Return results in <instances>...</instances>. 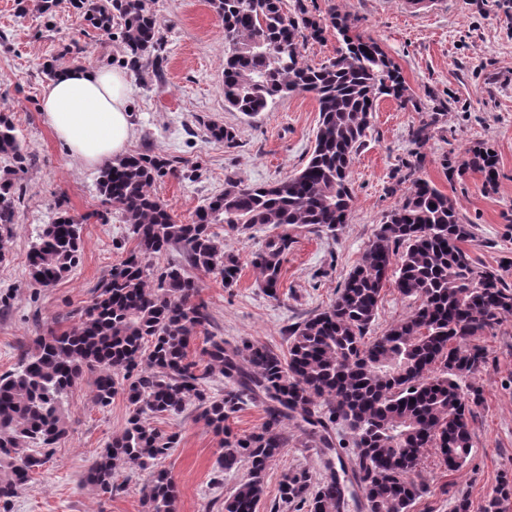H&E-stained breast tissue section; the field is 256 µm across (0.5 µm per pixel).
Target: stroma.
Masks as SVG:
<instances>
[{
    "label": "stroma",
    "mask_w": 512,
    "mask_h": 512,
    "mask_svg": "<svg viewBox=\"0 0 512 512\" xmlns=\"http://www.w3.org/2000/svg\"><path fill=\"white\" fill-rule=\"evenodd\" d=\"M282 2L289 14L301 5L324 20L334 8L347 14L398 67L415 103L377 101L351 166L348 223L332 235L289 228L292 244L278 298L263 293L250 263L272 228H221L240 258V274L230 288L219 277L201 278L199 297L213 318L212 333L234 345L250 341L287 351L290 329L335 300L385 216L401 203L410 173L457 200L463 223L475 227L474 240L465 245L469 255L512 284V0H441L426 19L404 16L403 0ZM153 9L165 40L163 76L147 84L138 73L129 75L135 135L128 151L177 157L176 170L158 178L153 191L178 222L189 224L227 183L271 184L297 172L314 145L318 104L303 93L277 98L253 118L228 109L221 18L207 0H154ZM125 59L112 35L93 28L71 0H56L44 14L23 9L21 0H0V114L14 125L30 160L20 169L0 156V177L24 191L13 236L0 245V374L15 368L36 336L71 326V313L89 304L95 285L122 259L119 243L127 236L99 193L98 168L69 158L46 125L40 112L48 82L43 68L119 67ZM426 120L428 139L412 143L410 133ZM214 124L234 128L233 146L209 138ZM477 145L496 155L494 187H486L484 174L473 169L448 175L447 161L468 160L469 148ZM63 214L88 218L79 261L55 287L44 288L31 280L27 254L41 228ZM480 343L487 358L473 379L482 400L469 417L470 460L451 471L436 451H428L416 478L423 493L412 512H449L461 492L469 494L472 512H481L501 476L512 478V316L487 330ZM65 410L67 435L36 471L33 487L15 499L13 512H147L151 469L118 466L108 493L85 480L88 464L126 425L125 395L101 407L86 378L69 392ZM146 421L178 436L158 462L179 487L176 512H221L247 466L220 472L222 439L194 405L174 416L150 414ZM282 431L285 448L266 470L256 512H293L279 502V484L288 472L306 470L315 483L329 473L325 450L304 423L285 422ZM218 475L223 484H214Z\"/></svg>",
    "instance_id": "stroma-1"
}]
</instances>
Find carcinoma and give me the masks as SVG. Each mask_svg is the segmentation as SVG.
<instances>
[{"label": "carcinoma", "mask_w": 512, "mask_h": 512, "mask_svg": "<svg viewBox=\"0 0 512 512\" xmlns=\"http://www.w3.org/2000/svg\"><path fill=\"white\" fill-rule=\"evenodd\" d=\"M152 3L76 0L95 27L119 30L133 70L159 78L163 42ZM210 4L224 21L227 42L224 104L253 117L277 96L314 95L320 121L313 150L298 172L273 184L227 183L190 224L177 222L153 192L175 160L132 154L103 166L100 194L120 214L135 246L96 285L69 329L36 337L20 353L18 367L0 375V512H11L14 499L32 487L33 474L67 433L65 397L86 375L93 376L98 405L110 406L121 390L130 407L126 427L86 473L87 482L103 492L112 490L117 463L146 467L175 447L176 435L156 431L145 416L177 415L189 403L208 427L224 435L221 468L249 466L248 479L224 499V512H256L265 471L283 452L281 429L290 420L310 426L329 451L335 449L333 426L345 424L355 451L350 466H340L351 472L361 492L362 512H411L420 496L412 474L428 449H437L450 471L460 469L471 453L467 412L482 394L470 379L486 362L476 340L512 315V285L498 271L478 266L462 248L474 238L473 225L461 221L457 201L421 178L410 181L402 203L386 216L334 303L291 329L288 354L248 341L233 345L208 332L212 316L197 300V275H218L230 288L240 271L238 256L214 226L280 230L250 260L264 293L277 298L282 259L291 244L288 227L333 234L347 223L350 168L375 102L381 97L413 102L399 69L375 41L356 32L346 14H331L341 38L336 56L311 67L301 62V46L321 38L323 24L305 10L287 15L281 0ZM209 133L226 145L236 140L232 128L212 125ZM470 153L448 171L461 175L477 169L493 187L495 155L481 146ZM0 155L25 160L5 117L0 118ZM21 196L12 179L0 180V243L13 235ZM81 224L61 215L44 226L28 254L35 283L51 287L78 263ZM170 251L184 261L156 269L149 265V258ZM388 285L413 299L415 308L368 339ZM200 331L206 332L202 353L207 357L201 373L187 358ZM214 372L225 380L220 398L204 386ZM246 398L263 405L265 421L258 433L233 436L225 423ZM310 484L306 471H292L279 485L280 499L306 512H341L347 505L349 486L337 473L330 472L313 492ZM511 494L512 480L505 476L482 512H501ZM177 497L171 474L153 471L148 512H176Z\"/></svg>", "instance_id": "obj_1"}]
</instances>
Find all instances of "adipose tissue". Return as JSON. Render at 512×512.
Returning a JSON list of instances; mask_svg holds the SVG:
<instances>
[{"label": "adipose tissue", "instance_id": "ef3b65f1", "mask_svg": "<svg viewBox=\"0 0 512 512\" xmlns=\"http://www.w3.org/2000/svg\"><path fill=\"white\" fill-rule=\"evenodd\" d=\"M130 93L125 70L67 66L45 86L40 109L71 158L94 167L127 152Z\"/></svg>", "mask_w": 512, "mask_h": 512}]
</instances>
